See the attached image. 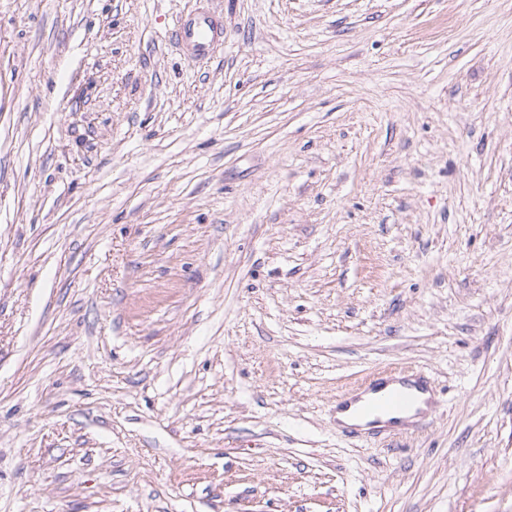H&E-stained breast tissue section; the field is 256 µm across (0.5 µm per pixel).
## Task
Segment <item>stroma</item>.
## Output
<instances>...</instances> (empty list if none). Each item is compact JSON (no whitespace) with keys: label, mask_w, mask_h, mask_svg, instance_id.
Wrapping results in <instances>:
<instances>
[{"label":"stroma","mask_w":512,"mask_h":512,"mask_svg":"<svg viewBox=\"0 0 512 512\" xmlns=\"http://www.w3.org/2000/svg\"><path fill=\"white\" fill-rule=\"evenodd\" d=\"M199 2L0 0V512H512V0ZM174 27L180 44L197 58L210 57L221 41L222 33L206 10L178 17ZM390 382H399L401 385L388 387ZM412 386L421 391H428L426 374L422 371H412L411 374L397 373L386 377L372 378L364 385L362 388L364 390L361 393L359 392L362 389H359L353 394L341 396L336 402V412L345 411L361 401L353 407V412L358 417L369 420L367 424L369 429L367 430L390 427L396 423L388 421L382 426L376 424L381 423L380 418L382 417L400 415L414 408L419 413L422 412L418 408L419 396L410 388ZM367 393L370 395L362 400V395Z\"/></svg>","instance_id":"1"}]
</instances>
